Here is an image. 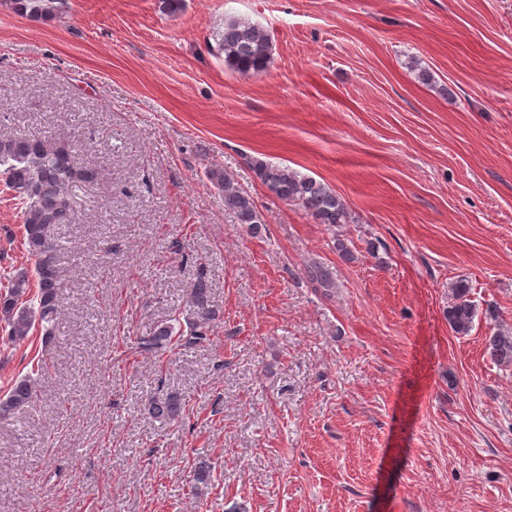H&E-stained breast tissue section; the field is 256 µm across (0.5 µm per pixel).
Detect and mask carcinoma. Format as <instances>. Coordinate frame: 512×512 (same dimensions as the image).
<instances>
[{"label":"carcinoma","mask_w":512,"mask_h":512,"mask_svg":"<svg viewBox=\"0 0 512 512\" xmlns=\"http://www.w3.org/2000/svg\"><path fill=\"white\" fill-rule=\"evenodd\" d=\"M15 11L32 19L58 15L64 0H12ZM218 52L224 55V66L242 76L264 72L271 59L272 39L264 27L238 18L224 20V32L218 43ZM252 168L272 194L280 200L301 208L315 223L323 224L335 233L336 251L345 260L353 262L357 255L336 228L353 223L352 214L336 191L324 182L301 173L287 165L274 164L260 158L250 159ZM0 176L23 209L24 243L34 259L33 271H21L10 279L8 289L0 292V317L10 326L9 334L15 340H25L35 325L43 331V341H51L54 322L59 314V290L63 270L59 263V243L54 237L57 225L65 223L73 212V199L68 188L74 181L92 182L96 171L79 162L68 145L50 136L37 134L0 135ZM207 179L224 197V208L233 212L238 223L257 233L262 219L253 198L243 190L235 178L218 168L205 170ZM307 281L316 289L330 294L336 288L331 269L312 261L304 266ZM35 280L36 292L27 300ZM470 282L460 278L451 284L452 302L446 318L457 335L470 332L478 310L469 298ZM193 317L187 327L171 323L158 325L149 336L138 339L140 348L161 352L175 344L184 347L207 339L211 324L219 317V310L211 300L210 285L201 276L188 288ZM493 331L485 338V353L500 367H512V327L499 321L493 306L483 312ZM36 379L25 375L15 380L9 392L0 398V419L35 405ZM186 399L179 392L152 396L145 410L154 419L171 423L179 420ZM211 466L201 461L194 467L192 489L196 493L211 484Z\"/></svg>","instance_id":"1"}]
</instances>
